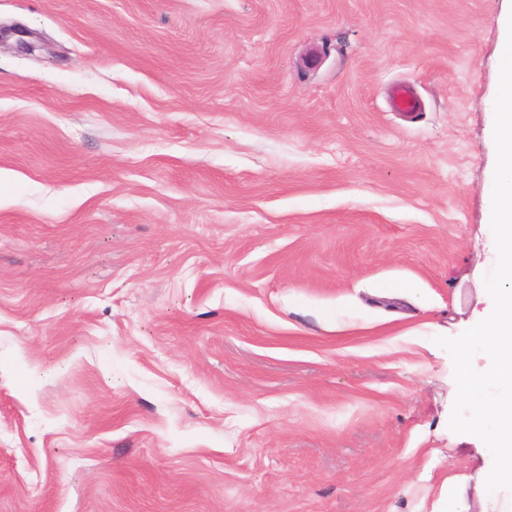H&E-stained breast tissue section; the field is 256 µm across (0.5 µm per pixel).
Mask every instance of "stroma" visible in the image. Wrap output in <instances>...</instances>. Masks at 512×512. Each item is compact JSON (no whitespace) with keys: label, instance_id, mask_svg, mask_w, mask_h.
I'll list each match as a JSON object with an SVG mask.
<instances>
[{"label":"stroma","instance_id":"35a3bbf8","mask_svg":"<svg viewBox=\"0 0 512 512\" xmlns=\"http://www.w3.org/2000/svg\"><path fill=\"white\" fill-rule=\"evenodd\" d=\"M511 6L0 0V512L477 503ZM391 106L397 112H416L420 100L411 86L400 84L393 89Z\"/></svg>","mask_w":512,"mask_h":512}]
</instances>
